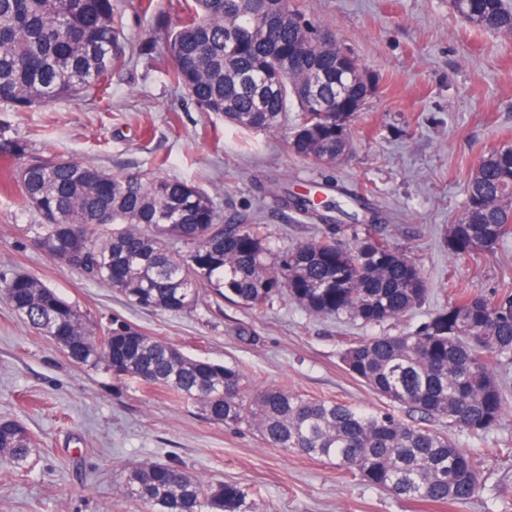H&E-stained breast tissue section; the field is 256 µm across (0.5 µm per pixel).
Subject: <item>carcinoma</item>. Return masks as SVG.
Wrapping results in <instances>:
<instances>
[{"mask_svg": "<svg viewBox=\"0 0 512 512\" xmlns=\"http://www.w3.org/2000/svg\"><path fill=\"white\" fill-rule=\"evenodd\" d=\"M191 0L169 34L173 83L204 112L245 130H275L296 109L288 145L319 172L351 150L352 112H334L336 75L365 105L371 78L351 55L352 80L336 45L306 25L293 0ZM471 26L512 37L506 0H452ZM112 0H0V106L26 112L77 97L126 65ZM23 201L44 218L39 249L146 310L180 314L198 289L242 308L271 312L290 300L312 315L367 326L399 320L425 300L428 282L406 252L316 212L309 195L289 206L319 221L317 233L280 250L267 224H226L194 184L148 172L123 178L73 158L35 159L17 171ZM353 239L345 241L346 232ZM512 237V143L491 150L470 175L460 216L447 228L454 256L490 253ZM0 295L25 323L78 364L103 366L164 386L211 422L255 430L270 448L330 461L397 499L464 504L482 489L483 450L447 431L403 422L282 388L253 391L230 363L192 358L124 323L93 326L32 274L0 275ZM512 361V291L463 292L412 331L354 341L346 370L377 395L425 420L479 435L507 406L495 370ZM36 443L0 420V460L24 468ZM141 512H254L235 483L204 482L175 463L130 470Z\"/></svg>", "mask_w": 512, "mask_h": 512, "instance_id": "cac0c4a2", "label": "carcinoma"}]
</instances>
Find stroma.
<instances>
[{
    "mask_svg": "<svg viewBox=\"0 0 512 512\" xmlns=\"http://www.w3.org/2000/svg\"><path fill=\"white\" fill-rule=\"evenodd\" d=\"M112 0L128 63L97 90L27 112L0 108V131L29 157L64 155L120 176L159 169L209 194L224 221L269 225L279 246L316 226L286 208L282 190H312L319 175L289 153L284 129L242 131L201 111L168 76L167 29L177 0ZM301 18L355 55L376 90L352 123L353 144L329 171L342 194L363 198L390 243L408 250L430 293L380 327L310 315L291 302L253 312L201 293L185 314L126 302L35 244L41 216L11 176L21 158L0 155V272L28 273L96 322L130 324L194 357L237 363L254 388H285L370 411L390 404L344 368L340 353L363 336L415 329L448 306L452 289L486 295L512 288V240L496 254L452 256L445 230L460 214L467 177L499 144L512 142V39L464 22L450 0H295ZM497 377L509 403L481 435L482 490L460 505L396 500L315 456L267 447L245 427L206 419L191 403L133 377L69 360L0 298V419L20 421L37 448L29 467L0 462V512H135L122 476L147 462H173L202 480L242 486L265 512H512V363Z\"/></svg>",
    "mask_w": 512,
    "mask_h": 512,
    "instance_id": "35a3bbf8",
    "label": "stroma"
}]
</instances>
